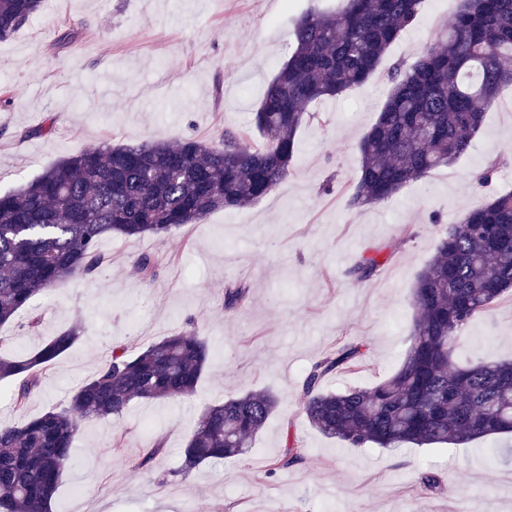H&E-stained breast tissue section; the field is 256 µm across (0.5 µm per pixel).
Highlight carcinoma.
I'll use <instances>...</instances> for the list:
<instances>
[{
  "label": "carcinoma",
  "instance_id": "carcinoma-1",
  "mask_svg": "<svg viewBox=\"0 0 512 512\" xmlns=\"http://www.w3.org/2000/svg\"><path fill=\"white\" fill-rule=\"evenodd\" d=\"M422 0H336V9L309 10L294 24L288 60L268 83L248 132L224 129L216 141L105 144L45 168L25 185L0 194V326L14 321L41 293L66 279H87L109 264L100 249L112 236L168 235L221 208H245L292 174L296 136L324 121L309 106L366 83L389 47L414 24ZM41 0H0V41L32 19ZM391 91L360 139L359 170L348 205L388 200L453 163L472 145L501 89L512 85V0H459L438 45L387 72ZM376 256L349 270L374 277ZM150 283L153 254L133 261ZM512 291V190L487 197L448 225L413 289L414 322L397 370L371 388H324L334 373L367 364V347L345 340L306 370L300 404L308 423L352 448L390 452L406 446L462 445L512 434V360L457 364V342L473 320ZM231 285L224 308L248 300ZM147 348H114L71 395L67 406L20 425H0V512H53L72 446L82 424L120 418L133 400L190 398L212 350L195 322ZM80 338L76 326L57 332L31 353L0 357V381L14 383L18 407L40 387L43 372ZM276 407L274 394L250 391L207 407L183 451L180 471L243 456ZM163 448L156 439L133 466H148ZM302 460L287 448L269 473Z\"/></svg>",
  "mask_w": 512,
  "mask_h": 512
}]
</instances>
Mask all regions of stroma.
<instances>
[{
	"label": "stroma",
	"instance_id": "stroma-1",
	"mask_svg": "<svg viewBox=\"0 0 512 512\" xmlns=\"http://www.w3.org/2000/svg\"><path fill=\"white\" fill-rule=\"evenodd\" d=\"M336 0H42L36 16L0 41V76L17 94L0 107V192L56 161L104 143L218 138L247 129L267 84L287 61L293 23L311 3ZM457 0H424L414 24L365 85L313 103L325 123L297 133L294 173L260 202L219 209L169 237L103 240L112 263L96 276L37 295L31 310L0 326L11 354L37 349L60 329L80 339L44 375L25 407L0 382V422L17 424L63 406L113 347L143 349L195 319L212 359L194 396L136 400L121 418L86 422L74 443L77 466L57 495L61 512H512V466L498 435L468 445L398 452L349 448L312 428L299 396L305 371L347 338L366 344L368 364L325 386L371 387L400 365L414 316L412 290L443 230L491 192L512 188V90L503 89L467 154L372 206L348 205L358 174L356 145L384 106L395 62L435 44ZM69 28L78 35L61 43ZM49 133H42V126ZM500 161L488 186L472 175ZM163 255L154 282L131 260ZM363 255L385 264L358 282ZM246 284V307L229 312L224 290ZM41 318L30 332L31 314ZM512 359V295L466 331L459 364ZM268 389L278 405L246 455L181 473L182 450L199 416L224 397ZM122 439V455L111 443ZM165 441L150 467L134 470L145 441ZM303 461L267 474L288 445ZM430 469L453 493L419 483Z\"/></svg>",
	"mask_w": 512,
	"mask_h": 512
}]
</instances>
